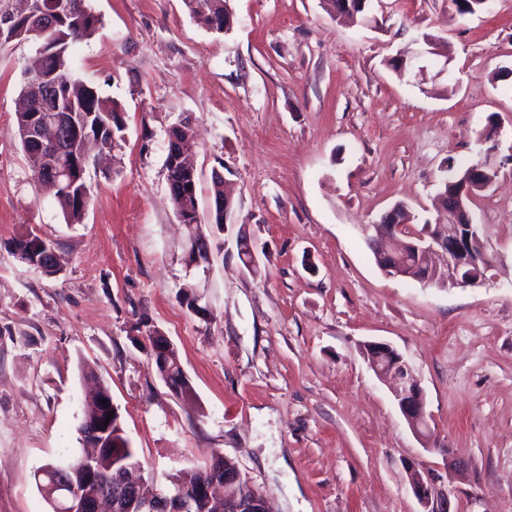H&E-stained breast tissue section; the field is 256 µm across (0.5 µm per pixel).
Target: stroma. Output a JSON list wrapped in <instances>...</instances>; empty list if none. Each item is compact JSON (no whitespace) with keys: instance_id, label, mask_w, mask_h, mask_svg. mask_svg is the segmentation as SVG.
Wrapping results in <instances>:
<instances>
[{"instance_id":"35a3bbf8","label":"stroma","mask_w":512,"mask_h":512,"mask_svg":"<svg viewBox=\"0 0 512 512\" xmlns=\"http://www.w3.org/2000/svg\"><path fill=\"white\" fill-rule=\"evenodd\" d=\"M89 5L100 25L72 47V68L124 129L89 166L83 223H66L18 136L39 45L0 47V512H52L34 473L81 451L97 383L159 480L217 452L272 512H512V78L499 76L512 66V0L473 14L453 0H373L367 25L321 0H230L226 34L183 0ZM427 34L447 56L391 68ZM184 120L201 232L213 173L235 201L206 272L185 262L166 179L168 132ZM483 159L497 170L470 205L494 263L484 284L384 274L369 226L399 201L435 220L448 166ZM27 230L53 243L58 274L15 258L10 242ZM241 234L257 272L238 256ZM152 329L177 347L191 393L157 374ZM377 341L413 368L428 441L370 368Z\"/></svg>"}]
</instances>
